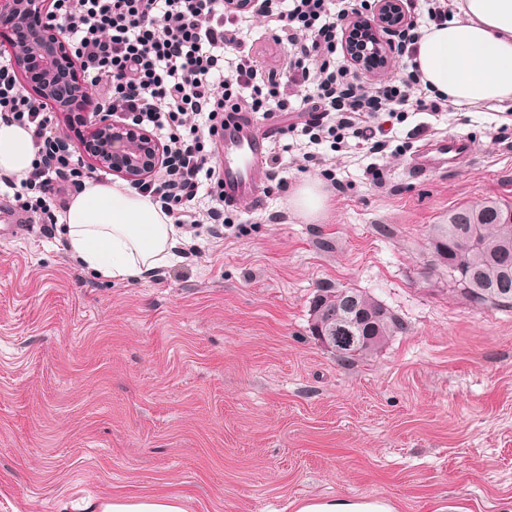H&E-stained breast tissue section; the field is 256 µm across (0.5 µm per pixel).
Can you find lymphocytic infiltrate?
<instances>
[{"mask_svg": "<svg viewBox=\"0 0 512 512\" xmlns=\"http://www.w3.org/2000/svg\"><path fill=\"white\" fill-rule=\"evenodd\" d=\"M271 41L285 52L276 62L255 49L246 32L247 11L228 0H51L45 20L69 45L84 82L100 91V105L156 135L163 148L156 174L135 186L159 204L173 224H230L224 180L213 159L226 120L239 113L274 118L298 113L280 137L304 136V163L335 176L316 145H356L371 154L390 148L394 123L405 114L441 112L449 98L422 89L423 76L370 79L380 66L371 51L364 71L346 63L344 23L361 21L369 0H258ZM398 57L415 59L426 27L447 22L448 0H402ZM197 124H188V116ZM0 120L31 131L35 160L25 179L0 173L12 189L15 211L56 223L53 204L81 188L84 164L60 134L47 105L19 81L12 63L0 61Z\"/></svg>", "mask_w": 512, "mask_h": 512, "instance_id": "f902f5d3", "label": "lymphocytic infiltrate"}]
</instances>
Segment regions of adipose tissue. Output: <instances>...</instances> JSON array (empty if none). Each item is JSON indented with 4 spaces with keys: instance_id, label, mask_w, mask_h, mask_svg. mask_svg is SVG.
I'll list each match as a JSON object with an SVG mask.
<instances>
[{
    "instance_id": "obj_1",
    "label": "adipose tissue",
    "mask_w": 512,
    "mask_h": 512,
    "mask_svg": "<svg viewBox=\"0 0 512 512\" xmlns=\"http://www.w3.org/2000/svg\"><path fill=\"white\" fill-rule=\"evenodd\" d=\"M457 14L431 27L417 63L426 83L457 108L512 103V0H458ZM35 158L29 131L0 121V172L25 178ZM69 255L83 268L130 282L167 265L180 242L149 198L121 184L85 182L58 217ZM99 512H187L183 497H118Z\"/></svg>"
}]
</instances>
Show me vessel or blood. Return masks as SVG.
Wrapping results in <instances>:
<instances>
[{"instance_id":"b4317fda","label":"vessel or blood","mask_w":512,"mask_h":512,"mask_svg":"<svg viewBox=\"0 0 512 512\" xmlns=\"http://www.w3.org/2000/svg\"><path fill=\"white\" fill-rule=\"evenodd\" d=\"M276 135V129L258 131L245 118L225 126L218 158L224 175L226 201L238 205L246 200H257L256 174ZM466 147L467 143L462 139L433 141L418 151L414 165L425 171L436 168L448 161L450 155L465 153Z\"/></svg>"}]
</instances>
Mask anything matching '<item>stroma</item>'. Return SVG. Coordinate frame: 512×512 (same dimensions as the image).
Returning a JSON list of instances; mask_svg holds the SVG:
<instances>
[{
	"instance_id": "obj_1",
	"label": "stroma",
	"mask_w": 512,
	"mask_h": 512,
	"mask_svg": "<svg viewBox=\"0 0 512 512\" xmlns=\"http://www.w3.org/2000/svg\"><path fill=\"white\" fill-rule=\"evenodd\" d=\"M436 135L470 156L411 169ZM331 159L346 189L318 219L289 199L320 170L286 164L236 225L186 226L179 260L133 283L34 220L0 239V512L156 494L188 512H512V309L454 293L432 246L450 209L512 203V104L412 112L395 148ZM324 285L370 293L406 334L339 360L308 332ZM388 502H358L344 499H308L301 501L296 512H395Z\"/></svg>"
}]
</instances>
